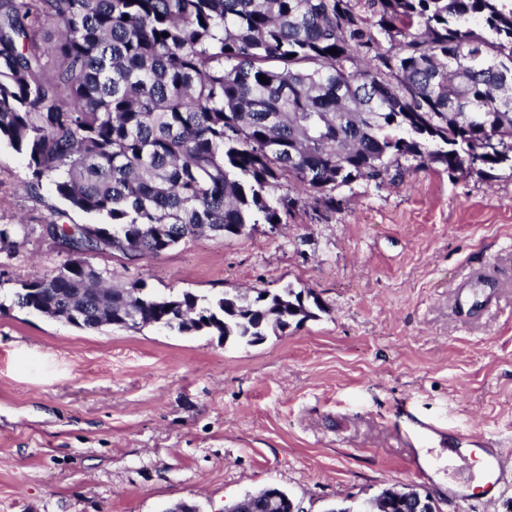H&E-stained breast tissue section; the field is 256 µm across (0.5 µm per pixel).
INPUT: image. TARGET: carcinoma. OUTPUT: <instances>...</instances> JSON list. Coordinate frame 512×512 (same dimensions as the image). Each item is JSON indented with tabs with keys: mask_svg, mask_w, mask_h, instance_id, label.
Segmentation results:
<instances>
[{
	"mask_svg": "<svg viewBox=\"0 0 512 512\" xmlns=\"http://www.w3.org/2000/svg\"><path fill=\"white\" fill-rule=\"evenodd\" d=\"M0 141L27 158V190L101 219L0 229L1 246L38 232L66 254L16 306L84 329L133 309L255 344L322 302L290 284L160 297L107 285L91 256L274 229L304 206L279 194L287 179L334 210L337 189L405 161L512 170V0H0ZM375 509L402 512L385 489L339 512Z\"/></svg>",
	"mask_w": 512,
	"mask_h": 512,
	"instance_id": "cac0c4a2",
	"label": "carcinoma"
}]
</instances>
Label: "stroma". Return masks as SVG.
Segmentation results:
<instances>
[{
    "label": "stroma",
    "instance_id": "35a3bbf8",
    "mask_svg": "<svg viewBox=\"0 0 512 512\" xmlns=\"http://www.w3.org/2000/svg\"><path fill=\"white\" fill-rule=\"evenodd\" d=\"M28 178L1 142L0 225L64 208ZM336 196V210H297L275 230L94 257L157 295L289 284L323 302L252 345L11 307L65 256L36 235L0 251V512H224L271 485L327 512L394 484L439 512H512V489L461 499L485 472L469 436L512 456V172L452 178L411 161L402 179ZM409 407L448 437L405 431Z\"/></svg>",
    "mask_w": 512,
    "mask_h": 512
}]
</instances>
